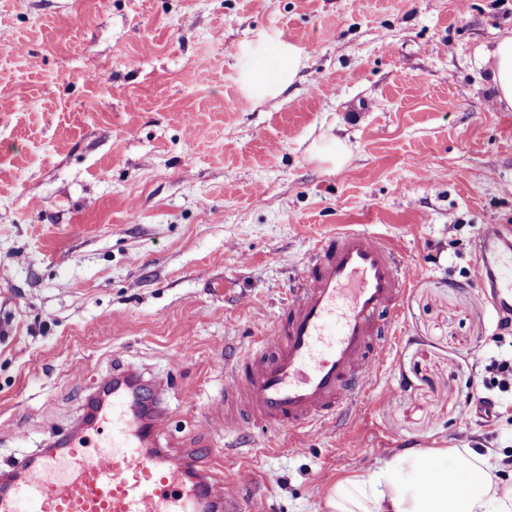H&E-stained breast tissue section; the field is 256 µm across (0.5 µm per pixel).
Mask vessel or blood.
Masks as SVG:
<instances>
[{"mask_svg": "<svg viewBox=\"0 0 512 512\" xmlns=\"http://www.w3.org/2000/svg\"><path fill=\"white\" fill-rule=\"evenodd\" d=\"M481 268L496 310L512 301V230L487 226L479 240ZM410 274L384 238L348 228L320 239L273 327L227 367L231 379L213 412L225 431L243 418L298 434L349 413L354 396L389 357L394 322ZM162 412L142 419L125 394L112 401L96 441L68 436L38 460L22 459L0 494V512H199L216 504L238 512L237 486L256 477L243 469L237 485L155 445Z\"/></svg>", "mask_w": 512, "mask_h": 512, "instance_id": "1", "label": "vessel or blood"}]
</instances>
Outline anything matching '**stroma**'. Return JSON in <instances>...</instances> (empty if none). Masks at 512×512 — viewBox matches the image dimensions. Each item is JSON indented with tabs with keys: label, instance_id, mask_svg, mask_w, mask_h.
Instances as JSON below:
<instances>
[{
	"label": "stroma",
	"instance_id": "35a3bbf8",
	"mask_svg": "<svg viewBox=\"0 0 512 512\" xmlns=\"http://www.w3.org/2000/svg\"><path fill=\"white\" fill-rule=\"evenodd\" d=\"M507 29L512 0H0V475L119 366L167 381L161 447L256 470L242 512H326L410 448L512 461V391L474 375L512 355L477 250L512 228V111L477 58ZM330 137L342 168L311 158ZM351 224L414 272L388 361L352 418L225 432V363Z\"/></svg>",
	"mask_w": 512,
	"mask_h": 512
}]
</instances>
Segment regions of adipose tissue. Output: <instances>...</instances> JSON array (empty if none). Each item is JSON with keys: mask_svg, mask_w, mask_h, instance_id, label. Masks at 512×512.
I'll return each mask as SVG.
<instances>
[{"mask_svg": "<svg viewBox=\"0 0 512 512\" xmlns=\"http://www.w3.org/2000/svg\"><path fill=\"white\" fill-rule=\"evenodd\" d=\"M498 106L512 108V30L478 51ZM493 453L410 449L382 459L324 494L328 512H512V485L497 477Z\"/></svg>", "mask_w": 512, "mask_h": 512, "instance_id": "obj_1", "label": "adipose tissue"}]
</instances>
